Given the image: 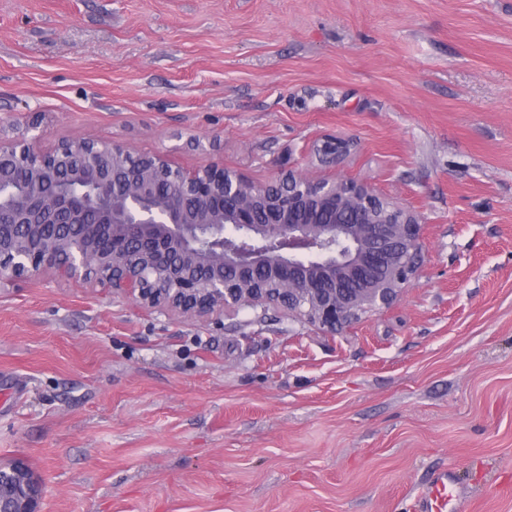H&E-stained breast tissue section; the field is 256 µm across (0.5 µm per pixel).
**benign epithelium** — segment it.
<instances>
[{
	"mask_svg": "<svg viewBox=\"0 0 512 512\" xmlns=\"http://www.w3.org/2000/svg\"><path fill=\"white\" fill-rule=\"evenodd\" d=\"M39 127L0 141V285L50 274L188 319L273 309L334 335L392 306L420 268L417 211L366 180L289 168L255 183L119 140L44 148ZM349 151L327 135L314 156ZM42 496L25 463L0 465V512H40Z\"/></svg>",
	"mask_w": 512,
	"mask_h": 512,
	"instance_id": "obj_1",
	"label": "benign epithelium"
}]
</instances>
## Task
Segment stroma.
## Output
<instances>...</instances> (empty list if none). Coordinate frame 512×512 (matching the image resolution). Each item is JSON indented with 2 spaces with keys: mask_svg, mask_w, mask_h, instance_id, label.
I'll return each mask as SVG.
<instances>
[{
  "mask_svg": "<svg viewBox=\"0 0 512 512\" xmlns=\"http://www.w3.org/2000/svg\"><path fill=\"white\" fill-rule=\"evenodd\" d=\"M95 137L420 213L399 301L324 335L40 275L0 288V463L42 512H414L455 467L512 512V0H0V139ZM350 151V143L336 136H324L314 147V156L322 166L336 165Z\"/></svg>",
  "mask_w": 512,
  "mask_h": 512,
  "instance_id": "stroma-1",
  "label": "stroma"
}]
</instances>
